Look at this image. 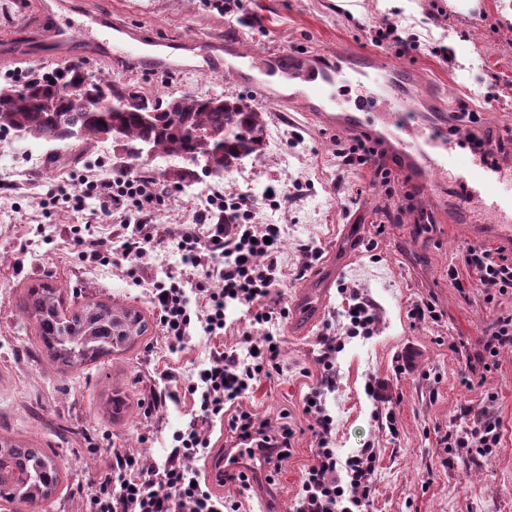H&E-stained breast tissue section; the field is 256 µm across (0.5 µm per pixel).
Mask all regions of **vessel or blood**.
Wrapping results in <instances>:
<instances>
[{
    "instance_id": "obj_1",
    "label": "vessel or blood",
    "mask_w": 512,
    "mask_h": 512,
    "mask_svg": "<svg viewBox=\"0 0 512 512\" xmlns=\"http://www.w3.org/2000/svg\"><path fill=\"white\" fill-rule=\"evenodd\" d=\"M61 0H43L41 10L49 22L21 45L22 58L39 62L84 59H107L115 63L129 60L162 66L164 58L147 48L143 35L119 23H106L94 15L82 22L58 19ZM192 50L203 62V70H221L225 61L220 57V42L206 38L193 39ZM340 64H325L308 56H276L275 70L286 73L303 87L298 99L304 107L317 113L327 125L345 128H370L383 150L393 154L401 166L420 181L431 174H448L460 195L479 201L484 213L493 216L490 224L480 225L478 234L512 239V185H503L495 170L478 164L457 167L458 137L449 135L454 117L440 99H433L435 114L431 122L412 126L406 115L411 98L397 83L392 72L379 65L374 56L344 53ZM360 78L364 99L356 108L343 105L336 94L337 87L350 86ZM228 473H241L247 478L260 477L261 467L256 457L240 453L237 447L227 446L214 456L208 466L207 480L222 485Z\"/></svg>"
}]
</instances>
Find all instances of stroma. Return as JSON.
<instances>
[{
  "label": "stroma",
  "mask_w": 512,
  "mask_h": 512,
  "mask_svg": "<svg viewBox=\"0 0 512 512\" xmlns=\"http://www.w3.org/2000/svg\"><path fill=\"white\" fill-rule=\"evenodd\" d=\"M39 0H0V86L55 70L53 62H24L15 53L43 25ZM75 9L119 22L147 39L179 43L171 67L163 72L134 65L87 61L89 73L104 74L114 85L130 86L150 100L192 93L233 94L265 113L266 145L223 178L200 176L171 188L158 206L163 238L159 261L138 264L135 257L113 255L110 264L84 260L69 233L89 224L108 234L115 216L97 200L82 208L65 201L46 204L48 189L74 185L84 175H143L180 167V160L153 159L148 166L116 152L112 142L82 149L78 163L60 149V164L43 163L44 147L0 136V153L13 156L10 184L0 188V434L52 449L65 460L55 495L39 512H82V502L104 466L105 447L140 453L144 465L162 463L172 432L190 419L191 406L166 404L144 415L140 400L157 388L156 375L170 368L177 376L198 371L212 350L235 348L246 328L244 309L226 310L223 339L196 338L190 349L170 353L157 326L145 284L172 276L189 288L201 276L186 272L168 229L189 224L200 196L214 190L250 191L258 223L284 228L281 266L284 284L275 299L287 307L279 326L283 338L282 373L261 379L240 407L267 421L283 422L295 435L291 454L274 474L273 487L283 512H293L303 474L315 457L317 440L303 412L305 395L320 379L318 338L333 326L341 341L336 355V386L327 392L333 417V444L339 458L374 448L376 468L371 512H512V348L503 349L490 371L465 383L468 356L479 352L486 325L512 312V296L486 301L483 288L458 289L448 278L459 250L468 244L495 246L469 224L453 223L454 185L426 188L384 157L394 182L384 190L371 168L343 170L336 142L348 130L320 122L303 105L261 96L231 74L200 72V58L182 41L209 36L241 44L260 55L268 51L336 57L337 50L377 56L389 66L415 75L424 96L445 99L449 111L459 103L482 112L493 136L512 135V0H241L235 13L222 0H69ZM399 19L416 34L418 50L396 54L372 45L381 24ZM444 46L446 58L432 54ZM495 95L486 107L487 95ZM281 183L287 200L266 199L268 184ZM321 257L309 262L308 250ZM338 269L323 298L310 297L315 279L327 265ZM48 282L64 287L66 302L79 306L104 301L140 311L149 330L134 347L112 354L85 370L62 374L45 354L22 347L33 323L21 311L25 288ZM356 290L374 309L372 335L346 336L344 292ZM431 300L440 321L409 318L413 302ZM124 396L128 408L110 416V396ZM485 413L500 422V443L482 456L467 448H445L443 438L458 424Z\"/></svg>",
  "instance_id": "stroma-1"
}]
</instances>
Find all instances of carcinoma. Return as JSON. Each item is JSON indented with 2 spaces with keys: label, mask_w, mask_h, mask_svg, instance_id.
I'll return each mask as SVG.
<instances>
[{
  "label": "carcinoma",
  "mask_w": 512,
  "mask_h": 512,
  "mask_svg": "<svg viewBox=\"0 0 512 512\" xmlns=\"http://www.w3.org/2000/svg\"><path fill=\"white\" fill-rule=\"evenodd\" d=\"M79 71L68 70L55 79L34 76L26 81L36 88L28 99L16 98L17 86L0 88V133L14 132L41 142L65 138L89 144L104 139L105 130L123 140L125 153L137 160L144 148L152 154L185 159L204 158L214 173L230 172L240 161L262 150L264 113L234 103L222 106L211 99L181 95L167 103L138 97L140 111L112 108L99 111L92 98L120 96L123 90L102 76L93 90L76 89ZM21 310L32 321L36 339L58 371L66 374L89 366L114 351L135 346L148 331L142 314L132 308L93 302L68 309L59 286L26 289ZM62 463L58 455L36 448L26 440L0 434V498L36 504L49 499L59 486Z\"/></svg>",
  "instance_id": "1"
}]
</instances>
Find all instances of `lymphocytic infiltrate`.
Wrapping results in <instances>:
<instances>
[{"mask_svg": "<svg viewBox=\"0 0 512 512\" xmlns=\"http://www.w3.org/2000/svg\"><path fill=\"white\" fill-rule=\"evenodd\" d=\"M379 151L370 138H354L352 144L336 150L343 166L358 169L373 166L374 178L390 185L392 172L378 163ZM165 190L160 183L139 176L121 174L109 179L82 178L72 188L58 185L47 194L48 202L71 199L82 204L98 199L102 210H136L138 220L134 235L112 241L95 236L75 225L70 232L82 248L85 260L108 264L113 249L135 255L140 260H158L154 246L158 230L153 222L156 206L163 201ZM207 206L195 217L194 225L175 234V248L184 265L202 270L205 278L218 279L217 290L202 289L197 302H190L184 288L176 282H154L150 289L157 311V324L174 351L185 350L195 329L205 336L223 335L225 311L230 304L243 306L249 328L243 331L241 351L211 352L208 362L194 378L175 376L163 369V390L144 403L145 413H152L162 403L180 404L190 400L194 415L185 428L172 434V446L163 463L143 467L138 456L116 448L109 449V460L98 473L83 501L84 512H238L236 503L224 500L209 488L205 477L188 467L187 461L206 455L211 446L210 427L226 421L229 431L242 439L256 438L272 456L289 455L294 432L282 426L278 435H269L265 424L256 423L252 414L239 404L256 381L281 371L279 347L282 338L277 331L288 311L273 299L275 288L283 284L279 263L283 229L278 224L254 223V201L240 192L225 198L216 191L206 197ZM222 258L220 266H212V258ZM467 269L486 289L487 300L512 294V252L505 248L467 245L457 264L448 268L453 284H460V269ZM321 345L320 382L309 392L304 414L312 421L318 440L313 463L301 481L296 512H370V478L375 469L373 448L361 449L346 461H339L331 448L333 419L325 408L323 396L335 386V359L339 344L324 332ZM512 347V315L499 316L487 332L480 354L468 364L469 372L490 370L500 349ZM500 424L482 418L459 434H448L452 448H471L486 454L500 441Z\"/></svg>", "mask_w": 512, "mask_h": 512, "instance_id": "obj_1", "label": "lymphocytic infiltrate"}]
</instances>
